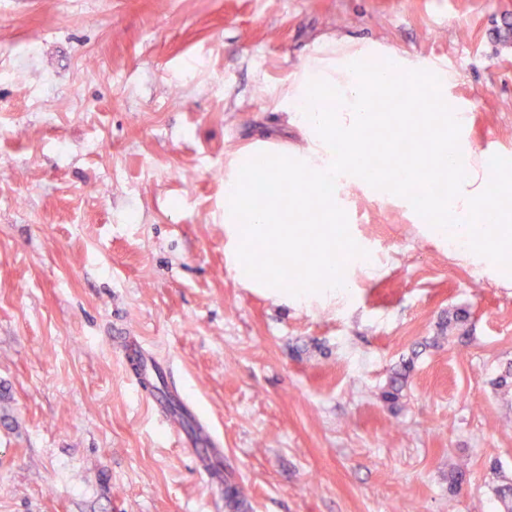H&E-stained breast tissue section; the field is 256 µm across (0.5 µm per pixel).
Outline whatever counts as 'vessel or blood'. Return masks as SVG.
Instances as JSON below:
<instances>
[{
	"mask_svg": "<svg viewBox=\"0 0 512 512\" xmlns=\"http://www.w3.org/2000/svg\"><path fill=\"white\" fill-rule=\"evenodd\" d=\"M114 345L123 347L130 383L148 401L161 427L181 446L193 448L196 471L209 482L221 484L224 448L210 421L196 414L184 394V384L173 360L158 358L151 350L130 342L123 331L112 333Z\"/></svg>",
	"mask_w": 512,
	"mask_h": 512,
	"instance_id": "obj_1",
	"label": "vessel or blood"
}]
</instances>
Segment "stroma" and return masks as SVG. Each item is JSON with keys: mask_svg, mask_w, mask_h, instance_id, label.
Returning <instances> with one entry per match:
<instances>
[{"mask_svg": "<svg viewBox=\"0 0 512 512\" xmlns=\"http://www.w3.org/2000/svg\"><path fill=\"white\" fill-rule=\"evenodd\" d=\"M330 36L446 66L474 149L512 157V0H0V512H226L116 328L176 362L250 512H504L512 288L357 186L349 294L226 265L229 161L301 145L278 104Z\"/></svg>", "mask_w": 512, "mask_h": 512, "instance_id": "obj_1", "label": "stroma"}]
</instances>
